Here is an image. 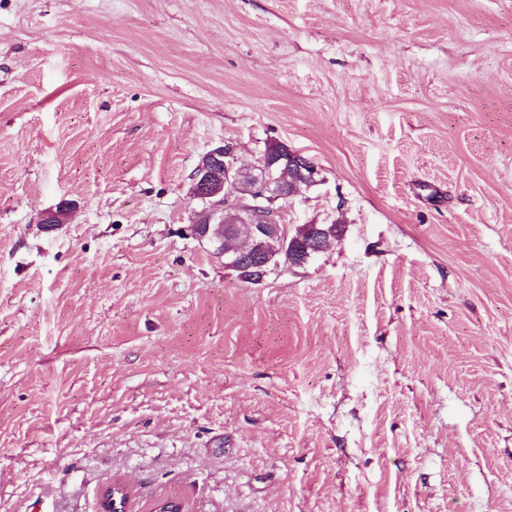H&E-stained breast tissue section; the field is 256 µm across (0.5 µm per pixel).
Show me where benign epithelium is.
Returning a JSON list of instances; mask_svg holds the SVG:
<instances>
[{
    "instance_id": "7a95c632",
    "label": "benign epithelium",
    "mask_w": 512,
    "mask_h": 512,
    "mask_svg": "<svg viewBox=\"0 0 512 512\" xmlns=\"http://www.w3.org/2000/svg\"><path fill=\"white\" fill-rule=\"evenodd\" d=\"M319 170L305 157L280 143L267 145L251 164L242 161L237 145L224 141L202 156L192 175V197L204 207L188 225L191 236L205 242L213 254L224 257V267L233 271L243 267L262 277L281 266H303L314 254L325 250L323 235L315 243L296 249L288 236L284 209L301 185L319 182ZM246 184V197L234 189ZM67 204L56 211L38 215L43 227L62 223ZM279 237L280 252L267 249V240ZM127 489L120 483L108 485L101 496V512H126Z\"/></svg>"
}]
</instances>
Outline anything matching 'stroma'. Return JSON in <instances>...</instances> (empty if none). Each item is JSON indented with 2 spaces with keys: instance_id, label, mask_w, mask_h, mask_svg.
Returning <instances> with one entry per match:
<instances>
[{
  "instance_id": "stroma-1",
  "label": "stroma",
  "mask_w": 512,
  "mask_h": 512,
  "mask_svg": "<svg viewBox=\"0 0 512 512\" xmlns=\"http://www.w3.org/2000/svg\"><path fill=\"white\" fill-rule=\"evenodd\" d=\"M225 140L316 165L328 250L252 284L187 235ZM116 481L512 512V0H0V512Z\"/></svg>"
}]
</instances>
